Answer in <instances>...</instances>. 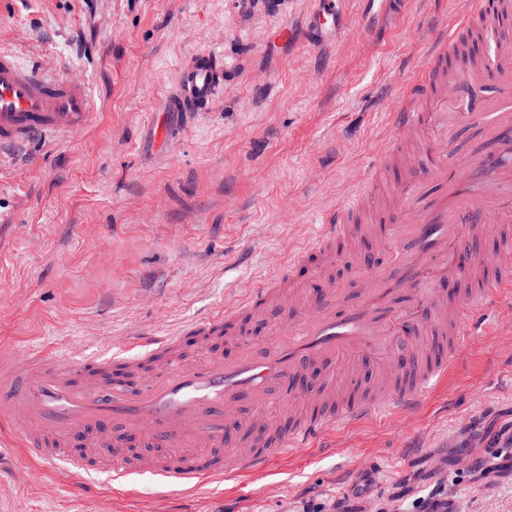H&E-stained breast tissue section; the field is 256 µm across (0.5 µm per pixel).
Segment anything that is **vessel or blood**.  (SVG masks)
I'll return each mask as SVG.
<instances>
[{
    "instance_id": "vessel-or-blood-1",
    "label": "vessel or blood",
    "mask_w": 512,
    "mask_h": 512,
    "mask_svg": "<svg viewBox=\"0 0 512 512\" xmlns=\"http://www.w3.org/2000/svg\"><path fill=\"white\" fill-rule=\"evenodd\" d=\"M304 33L282 24L277 38L312 52L336 51L342 0H309ZM489 40L475 65L454 73L462 36ZM224 85V59L201 51L179 66L161 111L145 124L153 153L206 111ZM84 83L46 78L37 66L0 51V149L84 130L92 119ZM429 148L391 186L373 175L363 189L328 211L314 244L293 260L334 257L338 242L357 233L378 237L383 260L365 256L348 287L300 290L275 300L274 285L197 318L194 336H237L261 312L298 311L286 334L239 343L227 357L174 364L182 336L141 332L136 347L162 371L137 376L128 360H77L46 346L24 360H0V444L22 447L73 473L106 467L164 477L187 491L218 478L239 481L265 473L290 448L329 449L339 429H353L416 411L457 367L470 339L491 325L489 308L512 310V265L488 253L496 225L512 223V11L501 0H459L450 29L395 113L382 162L406 157L417 136ZM351 364L344 390L337 369ZM376 370L374 383L359 370ZM303 408L282 420L265 408L282 392ZM148 453L131 459L129 446Z\"/></svg>"
}]
</instances>
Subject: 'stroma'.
Instances as JSON below:
<instances>
[{"instance_id":"35a3bbf8","label":"stroma","mask_w":512,"mask_h":512,"mask_svg":"<svg viewBox=\"0 0 512 512\" xmlns=\"http://www.w3.org/2000/svg\"><path fill=\"white\" fill-rule=\"evenodd\" d=\"M353 20L327 59L271 45L307 0H0V51L85 83L90 126L0 153V353L32 345L135 356L131 333L177 330L275 273L346 283L366 238L328 275L288 270L321 216L371 175L388 117L455 0H412ZM199 51L224 87L162 155L143 123ZM472 337L457 371L413 415L294 449L247 487L216 479L183 497L156 476L113 482L0 453V512H512V314Z\"/></svg>"}]
</instances>
